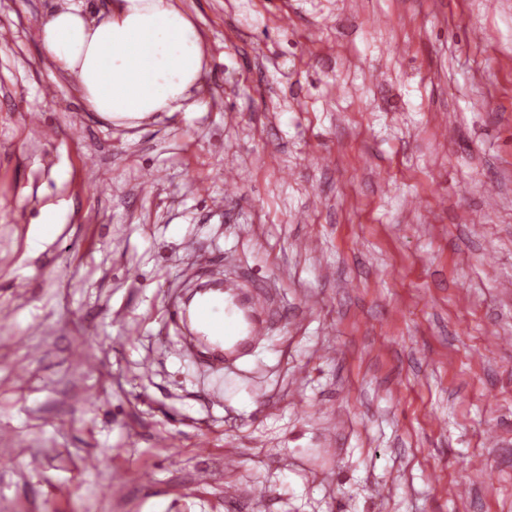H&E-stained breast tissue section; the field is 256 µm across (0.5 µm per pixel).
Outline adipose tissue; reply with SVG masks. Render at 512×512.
<instances>
[{"label":"adipose tissue","mask_w":512,"mask_h":512,"mask_svg":"<svg viewBox=\"0 0 512 512\" xmlns=\"http://www.w3.org/2000/svg\"><path fill=\"white\" fill-rule=\"evenodd\" d=\"M38 39L103 121L122 125L197 106L193 91L208 59L175 0H111L98 20L70 2L43 21Z\"/></svg>","instance_id":"ef3b65f1"}]
</instances>
